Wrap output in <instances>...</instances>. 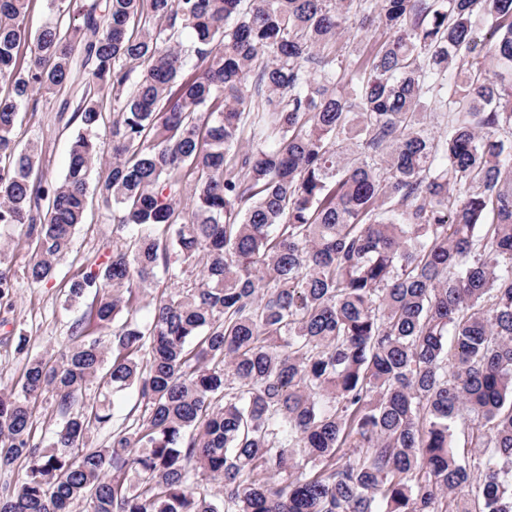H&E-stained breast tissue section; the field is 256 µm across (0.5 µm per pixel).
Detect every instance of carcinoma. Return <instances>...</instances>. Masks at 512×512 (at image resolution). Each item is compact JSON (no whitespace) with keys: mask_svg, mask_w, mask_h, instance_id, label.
I'll use <instances>...</instances> for the list:
<instances>
[{"mask_svg":"<svg viewBox=\"0 0 512 512\" xmlns=\"http://www.w3.org/2000/svg\"><path fill=\"white\" fill-rule=\"evenodd\" d=\"M29 7L0 0V230L27 228L48 283L94 195L112 250L64 285L92 297L68 344L0 394V469L29 464L0 512H512V0H48L35 31ZM375 24L354 69L337 42ZM77 49L52 183L17 126ZM160 274L177 291L142 321ZM17 282L5 241L0 301ZM93 384L142 406L101 445ZM50 395H47V398ZM53 399L48 398L46 402L43 401L38 412L35 415L32 435L35 442H41L44 437L49 435V432L54 428L56 423L52 415ZM477 421L473 420L472 415L464 414L458 421L454 434L453 451L461 461H466L472 465L470 459V448L467 444V436L471 432Z\"/></svg>","mask_w":512,"mask_h":512,"instance_id":"obj_1","label":"carcinoma"}]
</instances>
